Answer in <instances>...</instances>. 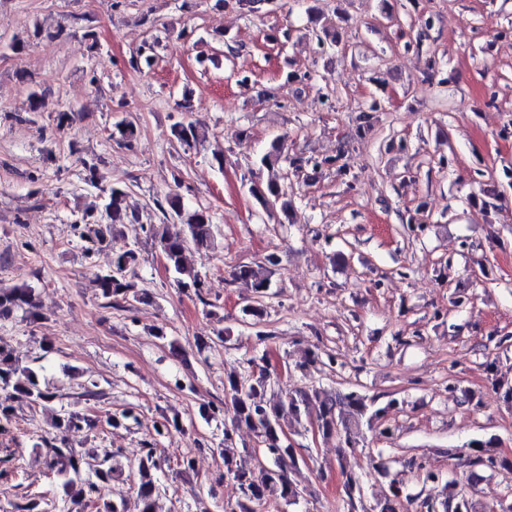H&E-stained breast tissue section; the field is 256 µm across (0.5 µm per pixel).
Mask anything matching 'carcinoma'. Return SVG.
I'll list each match as a JSON object with an SVG mask.
<instances>
[{"label":"carcinoma","mask_w":512,"mask_h":512,"mask_svg":"<svg viewBox=\"0 0 512 512\" xmlns=\"http://www.w3.org/2000/svg\"><path fill=\"white\" fill-rule=\"evenodd\" d=\"M170 136L184 145H191L205 138V131L189 121L178 120L170 125ZM250 192L267 207H275L288 212L293 200L281 184L269 179L265 183L255 182ZM127 191L122 186H110L102 206L95 209L93 223L95 239L98 244L108 242L107 232L114 224H128L138 227L153 241L154 247L167 262V270L174 274L176 287L184 292H200L202 279L196 272L188 270L184 264L186 250L209 251L216 247L217 225L205 210L189 212L183 206L182 196L170 189L164 198L155 201V207L162 214V223H152L153 215L143 212H129L124 205ZM140 253L135 245L126 241L117 246L112 245V266L135 268ZM276 261L269 257L264 265L242 264L237 266L235 275L251 281L256 293L254 303L242 309L244 316L260 323L264 315L263 298L270 288L269 266ZM98 286L103 297L132 298L138 302L145 299L138 295L132 280L115 279L112 271L98 276ZM23 309L32 319L38 318L35 310L34 289L29 287L0 288V316H8L16 309ZM263 358H250L246 366L232 371L224 379V403L232 406L233 422L224 425V475L238 483L244 494V500L237 503V512H255L254 504L263 499L264 489L271 484H278L281 495L290 502H296L298 486L289 478L288 473L299 465V457L294 448L284 441V418L296 422L302 417H315L319 433L325 437H336L337 461H342L345 454L365 441V429L374 428L382 415L396 407L397 401H390L383 408L371 409L368 398L356 390L345 393H332L325 389H298L288 395V399L271 401L267 398L270 386L269 375L262 364ZM0 391L3 401L17 400L29 405H38L49 400L47 392L40 388L37 375L29 367H23L18 360L0 348ZM84 421L79 413L67 411L58 416L54 423L55 433L46 440L49 454L48 467L52 476L60 482L66 498L63 508L79 505L100 494L102 487L120 477L123 467L115 455L106 452L102 457H94V462L86 461L83 454L72 448L67 433L80 426ZM245 426L257 434L258 447L248 451L253 459L258 455L271 457L275 468L260 465L250 467L237 458L233 438L237 429ZM469 456L474 464L500 465L512 468V460H497L485 456L483 444L476 442L470 447ZM166 464L165 457L155 448L147 449L141 456L135 469L140 475L137 489V512H156L155 504L160 487L154 479L155 472ZM344 478V495L347 512H354L357 497L361 496L362 486L358 476L341 470ZM442 510L435 509L431 502L425 503L427 512H495L491 507L476 510L472 500L457 496L453 503L441 502ZM12 512H53L55 507L42 497H31L24 504L11 505Z\"/></svg>","instance_id":"1"}]
</instances>
